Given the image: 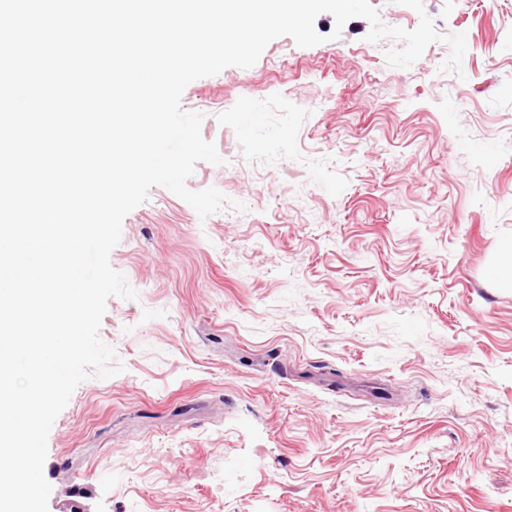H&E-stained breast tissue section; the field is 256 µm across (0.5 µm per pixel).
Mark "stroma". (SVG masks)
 I'll list each match as a JSON object with an SVG mask.
<instances>
[{
	"label": "stroma",
	"mask_w": 512,
	"mask_h": 512,
	"mask_svg": "<svg viewBox=\"0 0 512 512\" xmlns=\"http://www.w3.org/2000/svg\"><path fill=\"white\" fill-rule=\"evenodd\" d=\"M408 68L370 24L190 83L207 218L162 186L110 253L137 297L48 436L90 512H512V0H424ZM243 210H236V203Z\"/></svg>",
	"instance_id": "35a3bbf8"
}]
</instances>
